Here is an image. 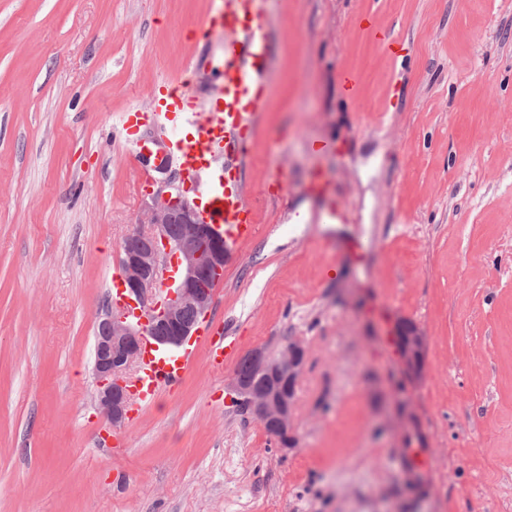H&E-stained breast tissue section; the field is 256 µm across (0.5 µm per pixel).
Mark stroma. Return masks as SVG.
I'll use <instances>...</instances> for the list:
<instances>
[{"mask_svg": "<svg viewBox=\"0 0 512 512\" xmlns=\"http://www.w3.org/2000/svg\"><path fill=\"white\" fill-rule=\"evenodd\" d=\"M210 3L0 0V512H512V0H279L243 178L282 169L290 191L230 248L209 320L242 356L306 345L295 446L233 410L237 365L202 347L121 427L126 453L98 446L96 313L160 178L112 130L158 82L207 96L187 61L222 52ZM405 319L418 375L386 342ZM360 25L365 34L378 44L384 52L394 54L398 51L406 50L403 43L394 40L388 32L377 26L370 18H361ZM308 192L315 197L324 198L328 203V209L322 214L320 220L325 222L336 220L340 217L342 211L346 209V204L341 198V193L336 186V196L332 194V184L325 175L318 171L311 175L308 185ZM403 358L415 372L421 373L427 346V337L423 328L413 321H404L401 329Z\"/></svg>", "mask_w": 512, "mask_h": 512, "instance_id": "35a3bbf8", "label": "stroma"}]
</instances>
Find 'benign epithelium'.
Returning a JSON list of instances; mask_svg holds the SVG:
<instances>
[{
  "label": "benign epithelium",
  "instance_id": "1",
  "mask_svg": "<svg viewBox=\"0 0 512 512\" xmlns=\"http://www.w3.org/2000/svg\"><path fill=\"white\" fill-rule=\"evenodd\" d=\"M146 159L153 160L156 172L164 178L144 202L139 226L126 235L142 239L146 246L136 250L123 247L118 259L123 290L138 316H130L110 301L96 314V410L113 427L121 426L127 417V381L141 362L144 342L148 340L165 352L183 346L195 329L186 312L204 316L213 306L215 290L201 287L202 279L211 272H224L229 258L224 234L213 224L201 223L194 202L183 193L193 176L172 168L171 157L161 147ZM146 224L150 225L147 230ZM174 224L182 229L175 238L168 234ZM170 254L176 256L177 272L167 277ZM160 284L165 287V297L159 304L156 290ZM401 345L406 364L421 372L427 346L423 328L413 321L403 322ZM248 360L257 374L267 377L266 386L258 389L234 378L227 387L228 398L243 405L246 417L289 432L295 411L293 388L305 370L306 346L288 343L275 363L261 349L250 352Z\"/></svg>",
  "mask_w": 512,
  "mask_h": 512
}]
</instances>
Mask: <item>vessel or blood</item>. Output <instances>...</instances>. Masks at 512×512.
Here are the masks:
<instances>
[{
  "label": "vessel or blood",
  "instance_id": "vessel-or-blood-1",
  "mask_svg": "<svg viewBox=\"0 0 512 512\" xmlns=\"http://www.w3.org/2000/svg\"><path fill=\"white\" fill-rule=\"evenodd\" d=\"M270 2L212 0L203 24L221 35L223 53L202 63L213 77L211 91L202 103L205 112H198L201 104L190 89L168 81L153 92V112L132 108L121 117V131L126 135L146 120L173 131L170 149L181 167L194 176L185 192L195 202L201 221L218 225L229 245L248 240L255 232L258 200L246 188L242 167L249 135L264 108L273 53ZM360 24L384 52L403 50V43L371 19L362 18ZM308 191L328 203L322 221L340 217L346 204L333 195L332 184L322 172L311 175ZM196 333L198 343L208 346L214 369H223L235 360V337H217L215 329L203 320L198 322ZM194 357V349L188 347L164 353L146 344L140 370L130 387L134 413H142L160 394L176 390Z\"/></svg>",
  "mask_w": 512,
  "mask_h": 512
}]
</instances>
